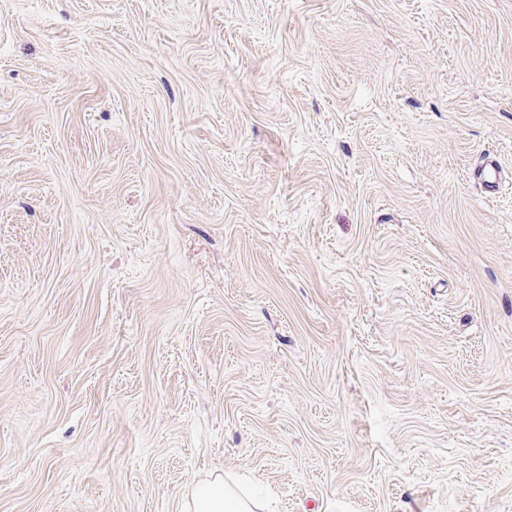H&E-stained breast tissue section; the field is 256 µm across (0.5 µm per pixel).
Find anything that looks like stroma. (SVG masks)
I'll return each instance as SVG.
<instances>
[{
	"label": "stroma",
	"mask_w": 512,
	"mask_h": 512,
	"mask_svg": "<svg viewBox=\"0 0 512 512\" xmlns=\"http://www.w3.org/2000/svg\"><path fill=\"white\" fill-rule=\"evenodd\" d=\"M217 472L512 512V0H0V512ZM477 177L481 181L487 198H494L497 194L502 176L501 171L493 160L485 161L477 171Z\"/></svg>",
	"instance_id": "1"
}]
</instances>
